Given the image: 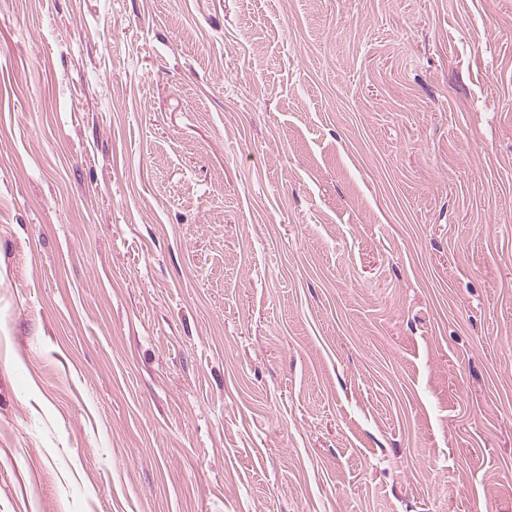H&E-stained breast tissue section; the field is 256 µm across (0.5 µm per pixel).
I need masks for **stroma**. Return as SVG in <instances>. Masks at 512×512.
<instances>
[{
  "label": "stroma",
  "instance_id": "stroma-1",
  "mask_svg": "<svg viewBox=\"0 0 512 512\" xmlns=\"http://www.w3.org/2000/svg\"><path fill=\"white\" fill-rule=\"evenodd\" d=\"M0 512H512V0H0Z\"/></svg>",
  "mask_w": 512,
  "mask_h": 512
}]
</instances>
